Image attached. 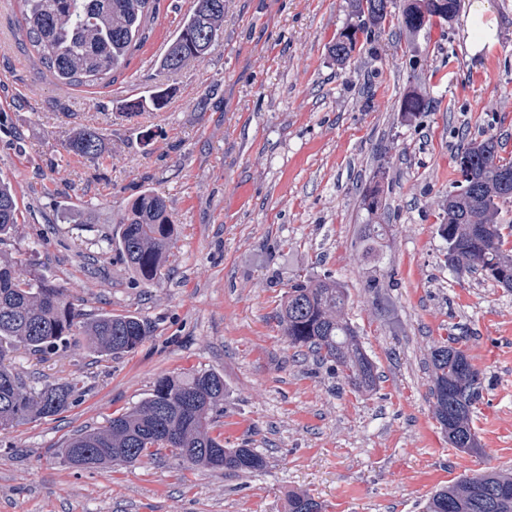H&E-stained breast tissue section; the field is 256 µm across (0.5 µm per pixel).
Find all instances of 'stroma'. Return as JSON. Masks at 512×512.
<instances>
[{
	"mask_svg": "<svg viewBox=\"0 0 512 512\" xmlns=\"http://www.w3.org/2000/svg\"><path fill=\"white\" fill-rule=\"evenodd\" d=\"M392 0L384 29L337 65L330 48L350 0H224V34L178 72L158 58L190 0H161L142 51L109 84L68 87L34 59L19 0H0V180L19 222L0 254L66 288L81 313H132L151 333L117 358L85 337L45 357L16 346L9 361L31 387L80 381L67 411L0 432V512H286L306 491L325 512H421L436 488L512 471V290L452 267L441 203L471 140L497 138L512 159V0H486L497 41L467 44L474 0L412 34ZM163 88L167 106L128 116L126 101ZM428 107L400 110L410 90ZM99 129L94 157L69 151ZM384 172L385 206L360 199ZM163 196L172 256L145 284L113 240L127 204ZM386 225L380 261L358 260L361 225ZM340 280L373 359L375 391L288 347L278 323L289 281ZM379 287H368L370 278ZM459 337L480 372L475 452L452 448L432 414L429 356ZM224 377L216 430L254 448L253 474L188 468L169 453L134 468L77 470L55 456L147 398L163 374ZM70 151L83 156H96L102 148V137L95 129H77L68 143Z\"/></svg>",
	"mask_w": 512,
	"mask_h": 512,
	"instance_id": "stroma-1",
	"label": "stroma"
}]
</instances>
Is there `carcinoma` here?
I'll list each match as a JSON object with an SVG mask.
<instances>
[{
    "mask_svg": "<svg viewBox=\"0 0 512 512\" xmlns=\"http://www.w3.org/2000/svg\"><path fill=\"white\" fill-rule=\"evenodd\" d=\"M21 26L37 62L69 86H94L114 79L148 40L160 0H20ZM389 0H351V21L330 52L344 65L360 43V36L381 30ZM461 0H408L400 24L411 33L423 29V12L453 19ZM224 31V0H191L182 26L159 60L167 71H179L202 59L197 34ZM168 94L156 91L124 105L128 115L145 109L160 110ZM422 97L407 93L402 111L422 112ZM70 151L96 156L102 137L94 129H77ZM460 180L443 202L444 222L439 227L448 245L447 260L454 267L481 273L503 288L512 289V250L504 248L512 223L501 222L502 205L512 200V189L501 187L512 174V161L499 155V144L488 137L467 145L456 156ZM383 173L366 186L364 209L374 213L383 206ZM18 223L12 188L0 182V241ZM386 225L361 227V261L378 262L373 244L385 235ZM173 240V222L165 199L146 191L128 203L119 222L117 243L128 268L143 283L157 279ZM282 335L291 348H305L320 363L329 365L357 392H371L377 373L349 318V295L330 276L309 275L288 285L280 308ZM150 327L132 314L100 313L91 317L75 310L64 289L43 276L27 278L15 262L0 256V430L55 416L76 402L79 381L67 379L35 390L5 364V352L22 344L35 353L55 350L77 335L87 337L95 352L120 356L137 349ZM433 414L448 443L464 451L478 447L472 413L482 398L479 372L455 340H445L430 354ZM224 377L213 371L160 376L149 397L100 428L79 430L59 454L79 470L135 466L151 449H171L189 468L255 473L266 460L254 448H226L212 435L214 417L224 401ZM322 502L307 492L288 495V512H323ZM425 512H512V475L487 469L463 477L435 491Z\"/></svg>",
    "mask_w": 512,
    "mask_h": 512,
    "instance_id": "obj_1",
    "label": "carcinoma"
}]
</instances>
